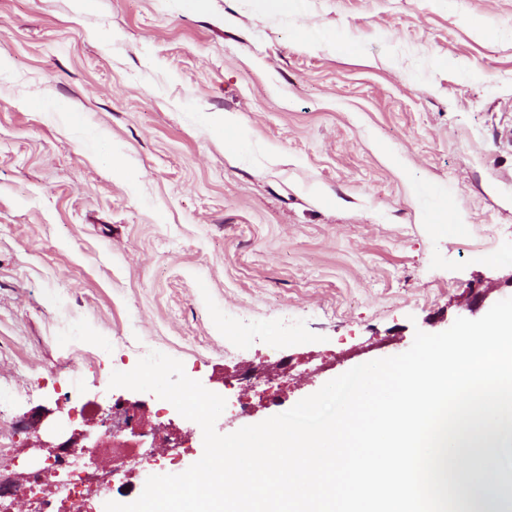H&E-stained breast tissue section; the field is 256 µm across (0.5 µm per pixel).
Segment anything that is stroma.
Returning a JSON list of instances; mask_svg holds the SVG:
<instances>
[{"label": "stroma", "mask_w": 512, "mask_h": 512, "mask_svg": "<svg viewBox=\"0 0 512 512\" xmlns=\"http://www.w3.org/2000/svg\"><path fill=\"white\" fill-rule=\"evenodd\" d=\"M0 57V474L115 401L192 449L90 512L197 462V423L110 385L141 338L227 435L512 297V0H0ZM203 122L224 139L225 147L242 153L248 145L245 130L237 120L230 114L204 113L201 116Z\"/></svg>", "instance_id": "35a3bbf8"}]
</instances>
